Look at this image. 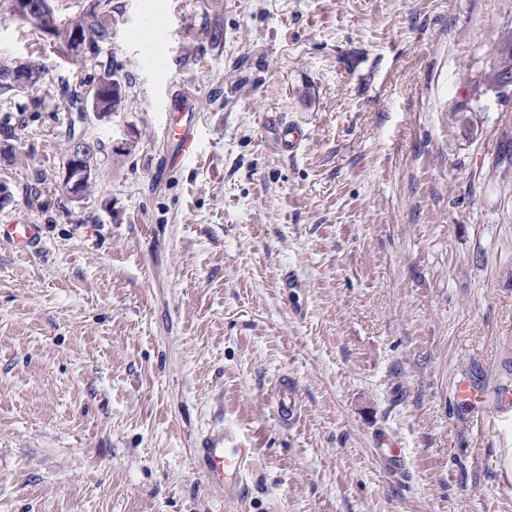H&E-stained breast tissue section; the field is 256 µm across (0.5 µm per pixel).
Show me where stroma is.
<instances>
[{
    "label": "stroma",
    "mask_w": 512,
    "mask_h": 512,
    "mask_svg": "<svg viewBox=\"0 0 512 512\" xmlns=\"http://www.w3.org/2000/svg\"><path fill=\"white\" fill-rule=\"evenodd\" d=\"M510 36L512 0H112L83 64L0 15V63L50 78L44 110L0 99V224L42 227L0 246V512H512V426L453 391L512 382V87L484 82ZM109 70L76 202L52 83ZM218 430L255 451L235 496L194 453ZM277 128L275 142L279 150L290 156L296 155L308 139L304 127L299 123L288 121V123L280 122ZM0 243H6L21 252L35 253L41 244L40 225L0 224ZM301 389L298 382L288 376L277 380L273 391V404L278 420L291 425L298 417ZM375 457L379 464L392 474L404 473L406 453L400 444L385 432L375 435Z\"/></svg>",
    "instance_id": "stroma-1"
}]
</instances>
